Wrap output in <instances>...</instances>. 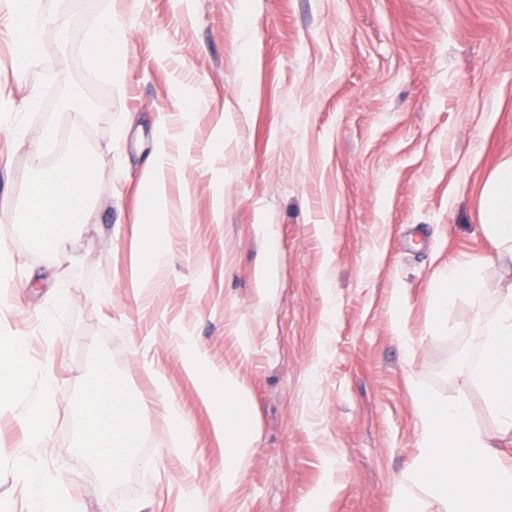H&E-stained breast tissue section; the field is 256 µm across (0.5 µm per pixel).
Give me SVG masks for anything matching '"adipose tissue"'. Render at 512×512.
<instances>
[{
  "mask_svg": "<svg viewBox=\"0 0 512 512\" xmlns=\"http://www.w3.org/2000/svg\"><path fill=\"white\" fill-rule=\"evenodd\" d=\"M15 35L19 58L35 63L52 50L40 25L6 16ZM95 179V166L83 144L70 142L63 161L34 183L17 223L36 227L39 242L51 254L61 253L65 224H85L91 218L86 192ZM477 221L502 258L512 261V163L498 167L485 190ZM472 261L449 263L438 274L440 288L431 313L441 326L462 287L471 282ZM28 360L24 337L0 345V402L23 384ZM202 380V396L214 405V423L224 438V490L232 492L244 478V461L255 442L249 406L235 392L232 375L200 360L188 365ZM500 433L512 432V292L502 295L483 333V360L476 376ZM415 405L423 424L418 453L393 483L394 512H422L413 497L420 490L434 503L435 512H512V466L504 465L493 436L469 422L465 400L441 402L418 396ZM143 402L127 397L119 387L85 395L80 404L84 429L79 451L106 462L117 472L134 462Z\"/></svg>",
  "mask_w": 512,
  "mask_h": 512,
  "instance_id": "1",
  "label": "adipose tissue"
}]
</instances>
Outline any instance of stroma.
<instances>
[{
  "label": "stroma",
  "mask_w": 512,
  "mask_h": 512,
  "mask_svg": "<svg viewBox=\"0 0 512 512\" xmlns=\"http://www.w3.org/2000/svg\"><path fill=\"white\" fill-rule=\"evenodd\" d=\"M41 12L68 21L42 62L20 67L0 34V264L13 270L0 343L29 348L0 411V512H29L27 459L71 512H183L189 494L208 512H302L320 491L324 512H392L418 395L465 397L472 425L496 432L475 374L512 264L476 215L512 160V0H41ZM108 14L127 40L94 76L83 49ZM49 123L58 141L36 149ZM75 138L95 162L94 216L51 260L12 216ZM148 212L168 250L137 282ZM464 258L474 285L432 329L437 274ZM195 355L250 399L256 442L230 493L212 409L185 371ZM104 371L147 405L137 462L116 474L77 450L79 403ZM46 395L51 432L34 446L18 418ZM166 395L191 447L170 436Z\"/></svg>",
  "instance_id": "35a3bbf8"
}]
</instances>
